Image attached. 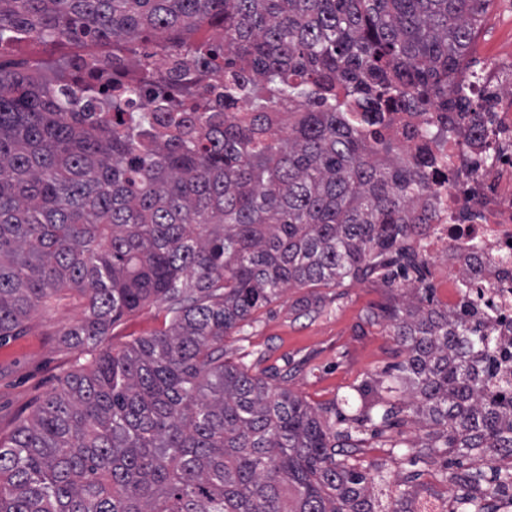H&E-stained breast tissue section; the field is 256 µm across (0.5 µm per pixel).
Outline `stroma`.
Wrapping results in <instances>:
<instances>
[{
	"label": "stroma",
	"instance_id": "35a3bbf8",
	"mask_svg": "<svg viewBox=\"0 0 512 512\" xmlns=\"http://www.w3.org/2000/svg\"><path fill=\"white\" fill-rule=\"evenodd\" d=\"M475 69L512 61V0H493L468 55ZM393 293L381 273L345 280L339 286L291 288L272 304L258 309L251 321L224 340L226 358L251 374L290 389L316 409H335L337 418L353 414L344 398L355 388L379 378L400 361L399 345L379 314ZM78 294L49 299L24 323L20 335L0 341V440L58 387L76 356L62 333L83 316ZM166 309L144 308L117 322L109 338L122 349L133 338L163 328ZM428 427L411 413L391 426H367L352 434L349 463L378 469L389 485L400 486V507L447 501V512H458L461 489L441 482V471L492 479L501 460L455 451L432 456L410 453L423 443Z\"/></svg>",
	"mask_w": 512,
	"mask_h": 512
}]
</instances>
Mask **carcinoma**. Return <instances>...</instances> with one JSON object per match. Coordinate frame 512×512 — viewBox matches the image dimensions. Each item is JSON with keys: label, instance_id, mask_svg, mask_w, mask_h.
<instances>
[{"label": "carcinoma", "instance_id": "1", "mask_svg": "<svg viewBox=\"0 0 512 512\" xmlns=\"http://www.w3.org/2000/svg\"><path fill=\"white\" fill-rule=\"evenodd\" d=\"M491 3L0 0V51L20 34L131 51L167 37L198 75L224 71L218 107L161 93L131 109L137 88L114 76L102 116L92 73L0 65V341L75 291L84 318L63 336L91 357L0 441V512H388L384 476L338 458L350 431L225 360L224 337L287 288L423 275L409 227L430 223L428 173L450 165L443 113L474 111L452 78ZM206 26L224 43L179 38ZM394 112L437 113L412 161L381 130ZM427 292L382 309L404 358L348 400L351 422L407 408L446 448L512 458L492 338ZM154 304L164 329L106 345ZM509 484L459 504L486 512Z\"/></svg>", "mask_w": 512, "mask_h": 512}]
</instances>
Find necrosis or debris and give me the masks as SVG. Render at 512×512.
<instances>
[{
  "label": "necrosis or debris",
  "mask_w": 512,
  "mask_h": 512,
  "mask_svg": "<svg viewBox=\"0 0 512 512\" xmlns=\"http://www.w3.org/2000/svg\"><path fill=\"white\" fill-rule=\"evenodd\" d=\"M178 73L186 66L182 56L161 39L139 44L135 52L112 44L74 45L69 61L94 64L101 78L122 72L140 86L143 99L158 86L142 79L144 56ZM482 111L463 123L456 141L448 146L453 171L448 186L434 202V221L418 224L412 237L423 256L435 266L446 288L448 309L456 314L479 294L491 310L485 330L494 336L496 349L491 369L512 379V81L485 78L475 91ZM389 132L406 156L418 153L436 133L426 116L393 114Z\"/></svg>",
  "instance_id": "4bbe7bcc"
}]
</instances>
